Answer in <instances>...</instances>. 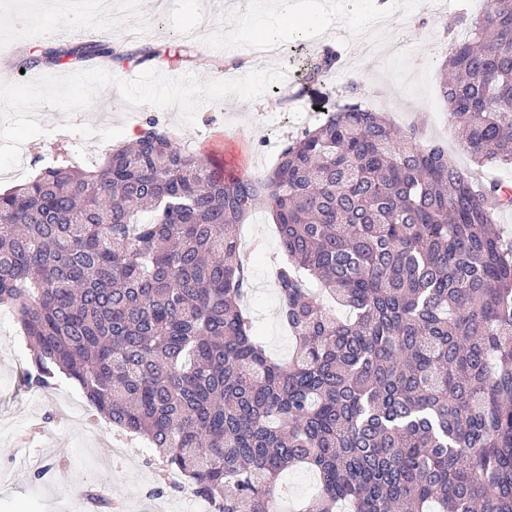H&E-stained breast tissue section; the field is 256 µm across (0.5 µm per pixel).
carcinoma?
<instances>
[{"label": "carcinoma", "mask_w": 512, "mask_h": 512, "mask_svg": "<svg viewBox=\"0 0 512 512\" xmlns=\"http://www.w3.org/2000/svg\"><path fill=\"white\" fill-rule=\"evenodd\" d=\"M115 56L106 38L24 65ZM336 61L308 58L307 80ZM443 67L474 165L512 163V0ZM489 197L512 206L355 103L241 178L150 121L93 170L66 158L0 193V306L34 349L28 385L77 387L217 512H279L300 466L321 482L309 512H512V241ZM260 204L288 361L245 308L239 228Z\"/></svg>", "instance_id": "carcinoma-1"}]
</instances>
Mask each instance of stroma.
Masks as SVG:
<instances>
[{"instance_id":"stroma-1","label":"stroma","mask_w":512,"mask_h":512,"mask_svg":"<svg viewBox=\"0 0 512 512\" xmlns=\"http://www.w3.org/2000/svg\"><path fill=\"white\" fill-rule=\"evenodd\" d=\"M321 2L325 39L345 58L342 67L332 69L322 80H300L298 65L281 57L253 60L256 68L284 67L287 85H271L252 101L231 96L205 104L191 125L182 124L178 113L153 106L113 109L118 90L106 87L104 96L73 117L45 109L40 119L47 135L40 137L38 147L23 145L22 167L0 174V191L34 176L46 154L70 156L84 167L103 162L107 149L123 144L128 126L144 128L150 118L171 127L182 148L191 152L199 151L211 135L223 134L225 149L245 146L251 173L260 174L273 165L285 143L322 119L324 109L351 101L385 113L397 128L418 125L423 139L445 143L449 157L461 166H471L440 99L439 77L449 47L468 38L472 18L489 0H445V12L438 17L428 10L430 0H413L416 21L407 26L396 10H389L387 25L391 31H403L405 45L389 44L387 59L379 62L359 56L357 50L370 34L367 0H360L347 19L337 14V0ZM273 6L274 0H140L132 12L124 0H115L111 15L98 18L97 23L103 36L117 44L128 42L130 31L138 30L139 41L164 50L161 71L168 76L193 73L204 80H221L252 41L254 16ZM75 12L72 6L47 9L44 0H0V44L16 61L40 53L46 44L42 30H52L57 41L77 40ZM196 24L206 29L209 38L197 45L204 56L202 63L192 65L179 55V32ZM68 119L97 126L98 138L64 130ZM241 238L246 244L258 243L268 259L281 254L264 207L253 211ZM248 305L267 351L273 357L288 358L293 340L280 321L277 292L264 267L253 270ZM31 357L12 314L0 309V512H91L84 497L90 487L119 501L124 512H209L206 499L184 491L168 488L163 495H154L161 465L141 438L129 440L124 456L110 455L109 447L115 442L111 424L89 420L88 405L76 389L64 383L45 390L28 387L25 373ZM36 424L42 430L35 434L31 428ZM57 459L65 460L64 472L50 470V463Z\"/></svg>"}]
</instances>
